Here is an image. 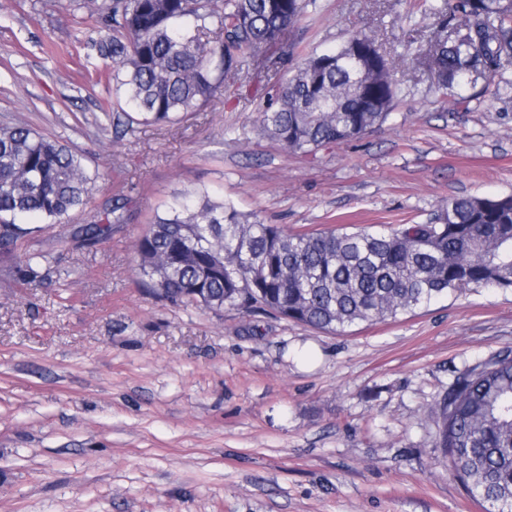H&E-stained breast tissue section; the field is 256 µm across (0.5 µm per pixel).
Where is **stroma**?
Here are the masks:
<instances>
[{
	"instance_id": "obj_1",
	"label": "stroma",
	"mask_w": 512,
	"mask_h": 512,
	"mask_svg": "<svg viewBox=\"0 0 512 512\" xmlns=\"http://www.w3.org/2000/svg\"><path fill=\"white\" fill-rule=\"evenodd\" d=\"M93 0H0V126L81 155L85 205L0 256V512H481L436 448L432 409L512 349V289L474 287L332 334L146 291L136 243L188 191L290 230L428 224L448 199L512 194V64L438 97L420 55L445 0H317L244 67L238 94L116 134ZM396 64L389 120L293 153L260 114L350 31ZM120 205L87 243L76 229ZM41 257L42 281L17 266Z\"/></svg>"
}]
</instances>
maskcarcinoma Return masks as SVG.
I'll return each mask as SVG.
<instances>
[{"mask_svg":"<svg viewBox=\"0 0 512 512\" xmlns=\"http://www.w3.org/2000/svg\"><path fill=\"white\" fill-rule=\"evenodd\" d=\"M315 0H101L93 41L112 61L124 124L169 122L223 94L243 66L276 45ZM457 20L448 40L426 50L441 71L439 93L512 62V5L447 0ZM395 65L374 35L354 30L334 51H313L261 113L281 147L310 153L356 138L389 118L398 98ZM93 177L81 155L23 124L0 127V253L30 227L83 206ZM117 208L80 227L98 238L119 222ZM150 295L172 304L222 310L243 304L315 329L343 332L412 313L472 286L512 288V195L448 201L435 224L389 230L288 232L251 221L229 202L186 193L137 242ZM40 256L19 273L38 284ZM436 447L482 512H512V349L458 377L434 409Z\"/></svg>","mask_w":512,"mask_h":512,"instance_id":"obj_1","label":"carcinoma"}]
</instances>
